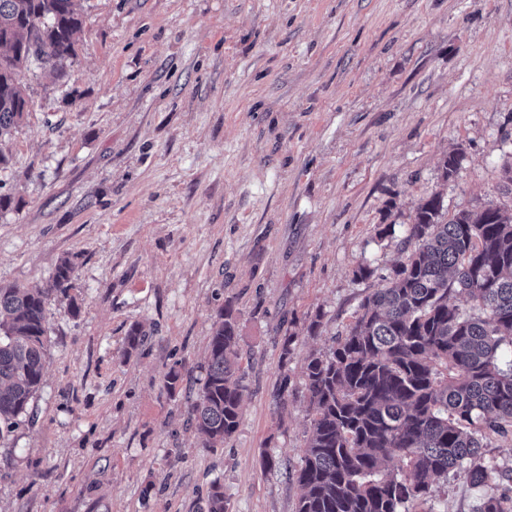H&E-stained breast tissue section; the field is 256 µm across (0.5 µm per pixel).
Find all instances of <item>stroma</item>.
Masks as SVG:
<instances>
[{"label": "stroma", "mask_w": 512, "mask_h": 512, "mask_svg": "<svg viewBox=\"0 0 512 512\" xmlns=\"http://www.w3.org/2000/svg\"><path fill=\"white\" fill-rule=\"evenodd\" d=\"M80 7L67 77L24 74L29 110L4 143L0 284L49 287L65 257L75 272L46 304L42 387L0 440V512H206L216 483L227 512H294V480L263 458L301 463L307 356L382 286L421 199L512 205V0ZM365 260L376 274L355 280ZM227 302L242 417L208 448L189 409ZM474 503L454 470L410 512Z\"/></svg>", "instance_id": "stroma-1"}]
</instances>
